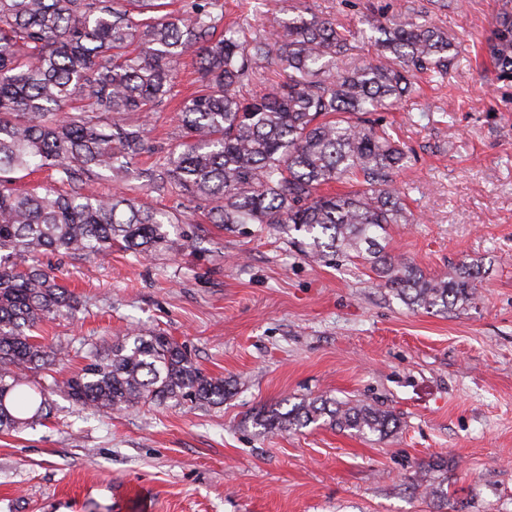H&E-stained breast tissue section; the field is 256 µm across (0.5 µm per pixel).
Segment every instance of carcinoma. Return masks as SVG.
Segmentation results:
<instances>
[{"mask_svg":"<svg viewBox=\"0 0 512 512\" xmlns=\"http://www.w3.org/2000/svg\"><path fill=\"white\" fill-rule=\"evenodd\" d=\"M169 0H0V431L31 427L61 394L81 409L121 413L169 404L220 407L224 378L209 376L186 348L159 330L133 328L110 349L90 345L69 377L49 374L67 353L35 336L47 318L73 319L80 300L46 270L47 251L98 260L120 245L139 256L196 249L160 214L128 193L93 189L101 172L123 183L150 151L149 133L127 121L158 112L189 53L198 90L179 109L180 135L145 172L146 187L207 207L213 224L276 228L314 261L361 258L412 310L451 312L476 298L480 267L449 278L424 276L386 250L387 229L408 212L392 174L407 154L379 120L418 75L455 65L448 34L408 12L372 29L378 60L347 65L352 45L335 20L292 9L285 33L224 25L222 0L181 13ZM484 48L499 77L512 78V14L496 18ZM273 67L287 82L262 97L243 86ZM71 187L18 183L41 170ZM356 190L324 193L332 183ZM263 430L322 423L358 435L390 437L394 415L328 397L302 400L256 418Z\"/></svg>","mask_w":512,"mask_h":512,"instance_id":"1","label":"carcinoma"}]
</instances>
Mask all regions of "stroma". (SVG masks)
Listing matches in <instances>:
<instances>
[{"label":"stroma","mask_w":512,"mask_h":512,"mask_svg":"<svg viewBox=\"0 0 512 512\" xmlns=\"http://www.w3.org/2000/svg\"><path fill=\"white\" fill-rule=\"evenodd\" d=\"M224 19L272 29L288 0H223ZM348 35L356 64L376 58L366 38L396 10L428 11L454 44L456 66L416 78L380 113L409 152L393 180L407 224L388 250L429 277L481 263L466 309H409L363 259L325 264L273 231L227 234L202 204L147 191L140 177L178 138L175 103L130 120L152 144L127 182L148 206L183 215L195 252L106 261L47 252L81 295L75 319L42 335L68 345L66 377L84 344L104 348L127 327L161 329L200 369L231 386L223 406L145 407L102 415L52 398L34 427L0 432V512H512V79L480 46L504 0H304ZM328 396L392 411L385 440L326 426L266 432L260 409ZM447 498L425 496L419 474Z\"/></svg>","instance_id":"stroma-1"}]
</instances>
